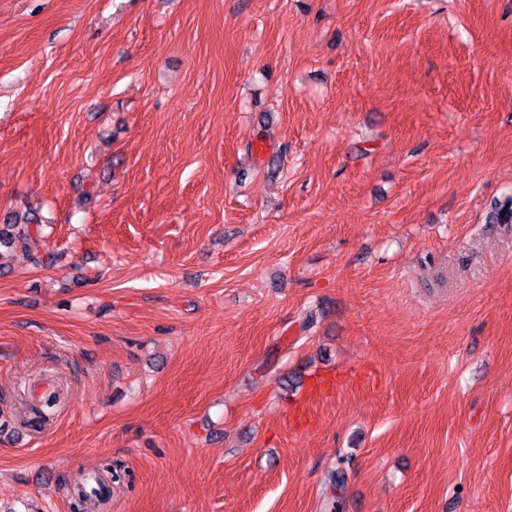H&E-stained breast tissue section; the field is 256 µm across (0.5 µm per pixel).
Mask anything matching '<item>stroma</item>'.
I'll return each mask as SVG.
<instances>
[{"label": "stroma", "instance_id": "35a3bbf8", "mask_svg": "<svg viewBox=\"0 0 512 512\" xmlns=\"http://www.w3.org/2000/svg\"><path fill=\"white\" fill-rule=\"evenodd\" d=\"M503 196L512 0H0V512H512ZM0 223V248L5 246L13 250L19 249L35 264L43 262L42 253L48 258L46 242L41 231V219L36 211L9 212Z\"/></svg>", "mask_w": 512, "mask_h": 512}]
</instances>
